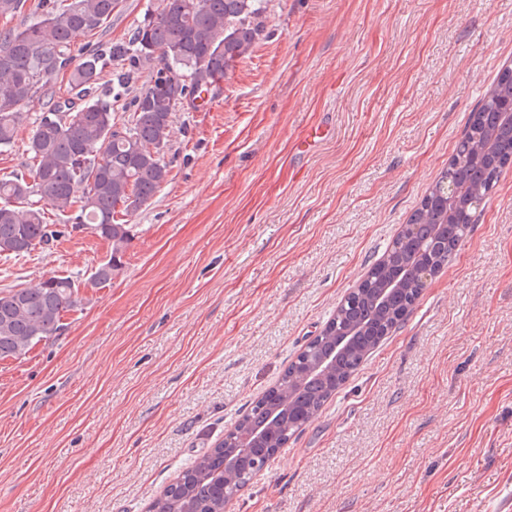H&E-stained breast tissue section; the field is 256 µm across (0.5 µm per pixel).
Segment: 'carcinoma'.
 I'll return each instance as SVG.
<instances>
[{
	"mask_svg": "<svg viewBox=\"0 0 512 512\" xmlns=\"http://www.w3.org/2000/svg\"><path fill=\"white\" fill-rule=\"evenodd\" d=\"M262 0H159L132 31L114 43L112 59L129 60L151 72L119 136L112 95L99 91L104 53L75 61L73 38L94 34L112 18L116 0H40L35 18L0 31V150L18 136V108L51 82L68 75L70 96L51 99L28 137V171L0 177V254L19 255L48 245L68 228L87 227L111 245L109 258L90 277L109 283L123 269L134 238L127 217L147 205L169 179L164 160L173 112L186 100L212 92L264 32ZM175 78L162 75L161 60ZM512 67L501 68L483 103L471 112L466 131L448 162L459 185L453 201L434 190L423 196L406 224L364 280L336 308L320 334L296 356L278 382L250 403L224 438L152 501L148 512H224L248 482L224 478V450L252 427L275 417L272 438L255 442L237 460L238 473L251 476L275 451L315 421L340 390L412 312L422 290L416 272L439 271L462 249L465 236L454 225L476 212L512 166ZM64 217L46 222L44 206ZM78 284L50 276L33 288L0 292V359L25 355L57 334L62 317L77 305Z\"/></svg>",
	"mask_w": 512,
	"mask_h": 512,
	"instance_id": "cac0c4a2",
	"label": "carcinoma"
}]
</instances>
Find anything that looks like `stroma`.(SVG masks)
<instances>
[{"label":"stroma","instance_id":"obj_1","mask_svg":"<svg viewBox=\"0 0 512 512\" xmlns=\"http://www.w3.org/2000/svg\"><path fill=\"white\" fill-rule=\"evenodd\" d=\"M117 0L73 53L128 41ZM208 104L179 105L168 182L119 276L88 230L0 256V291L81 285L55 336L0 359V512H147L277 382L448 166L512 65V0H266ZM48 106L22 107L0 176ZM329 130L311 152L299 142ZM512 500V168L411 315L228 512H501Z\"/></svg>","mask_w":512,"mask_h":512}]
</instances>
